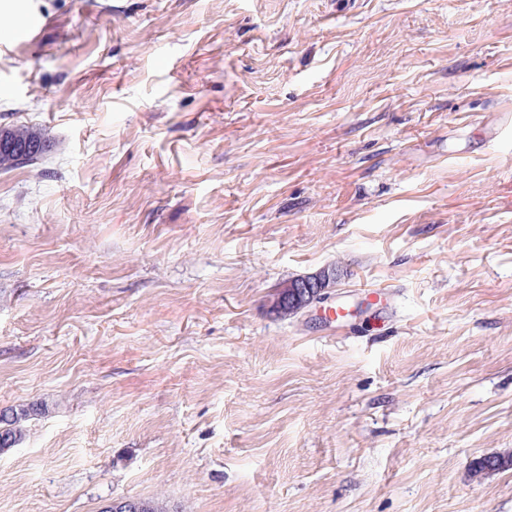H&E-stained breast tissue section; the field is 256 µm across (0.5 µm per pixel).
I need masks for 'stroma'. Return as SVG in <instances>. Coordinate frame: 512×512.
Segmentation results:
<instances>
[{"instance_id":"1","label":"stroma","mask_w":512,"mask_h":512,"mask_svg":"<svg viewBox=\"0 0 512 512\" xmlns=\"http://www.w3.org/2000/svg\"><path fill=\"white\" fill-rule=\"evenodd\" d=\"M0 512H512V0H14ZM338 265L280 317L289 280ZM14 141L24 149H19L14 143L0 140V151L12 152L16 150L18 154L23 155L21 158L0 153V170L8 171L15 168H27L36 165L43 155H45L51 147V142L45 135L32 127L26 125H16L1 127L0 139ZM38 405L10 407L0 411V451L15 447L24 435L23 422L36 415ZM143 508L140 512H178L175 508L169 505L166 499L160 497H147L139 498ZM138 498L132 497H119L112 499L106 506L108 512H138L140 510V503ZM103 509V512H107ZM177 510V511H175Z\"/></svg>"}]
</instances>
